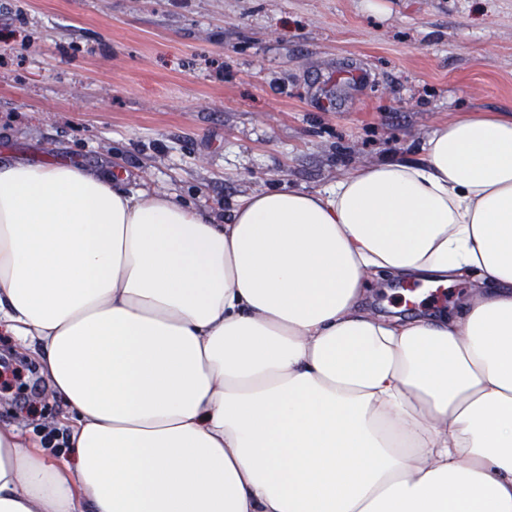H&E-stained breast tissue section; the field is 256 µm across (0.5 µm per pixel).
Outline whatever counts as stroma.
<instances>
[{"mask_svg":"<svg viewBox=\"0 0 512 512\" xmlns=\"http://www.w3.org/2000/svg\"><path fill=\"white\" fill-rule=\"evenodd\" d=\"M0 0V160L120 159L227 211L412 159L469 114L512 115V0ZM0 401V428L70 425Z\"/></svg>","mask_w":512,"mask_h":512,"instance_id":"obj_1","label":"stroma"}]
</instances>
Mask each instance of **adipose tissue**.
<instances>
[{"label": "adipose tissue", "instance_id": "1", "mask_svg": "<svg viewBox=\"0 0 512 512\" xmlns=\"http://www.w3.org/2000/svg\"><path fill=\"white\" fill-rule=\"evenodd\" d=\"M225 218L111 169L0 162V324L69 408L0 429V512H512V117ZM476 289L450 318L367 280ZM393 285H388L386 288H374L375 285H373V298L371 300L368 298V307H370V309L373 311H375V307H381L385 309L384 304L387 302V305L395 306L389 307L390 309L394 311H402L401 313L405 314L406 318L421 314L428 316H441L443 313L447 315L451 310L458 309L472 291V285L468 278H460L458 280L448 282L446 285H438L445 288H450L452 290V294L449 299L448 291L445 288H435L433 290L420 291L417 289L419 288L417 286L409 287L408 291L417 293L419 298H421L419 300L421 305H423V302L432 303L434 305H441L448 300V303H446L445 306L437 309H430L428 307H419L411 304L406 306L403 302V296L400 292L401 290H404V288H390ZM35 378L39 379L40 386V396L35 399L36 413L30 414L25 408L15 405L10 400H3L2 402L0 400V428L5 425H15L23 430L24 435L41 443L43 433L37 427L39 423L44 421L54 422L61 429L68 428L70 430V419L66 404L62 400L51 396L39 371ZM60 428H57L54 424L42 425L45 444L52 447L45 448L50 455L58 454L63 450L68 451V448H57L60 445L66 446L70 442V432Z\"/></svg>", "mask_w": 512, "mask_h": 512}]
</instances>
